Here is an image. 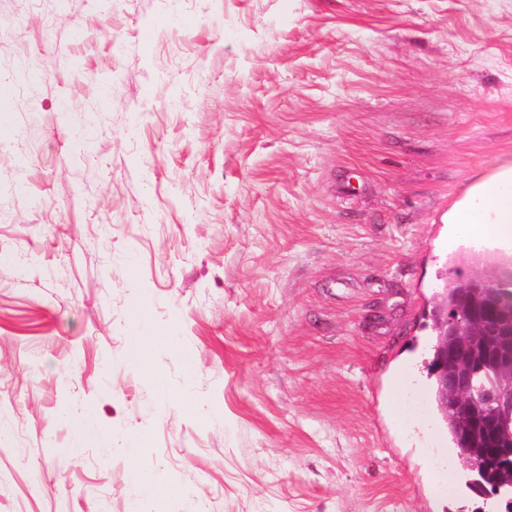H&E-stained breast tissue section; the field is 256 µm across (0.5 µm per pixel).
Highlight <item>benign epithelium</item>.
I'll use <instances>...</instances> for the list:
<instances>
[{
  "label": "benign epithelium",
  "mask_w": 512,
  "mask_h": 512,
  "mask_svg": "<svg viewBox=\"0 0 512 512\" xmlns=\"http://www.w3.org/2000/svg\"><path fill=\"white\" fill-rule=\"evenodd\" d=\"M460 326V318L455 310L445 313L444 326L436 336L439 366L437 373L441 375L443 406L467 404L480 414L481 424L489 433L498 448L495 453L500 456L512 454V447L499 439L501 426L512 423V385L502 386L493 390L475 392L468 368L475 361H488L497 368L512 373V336L502 332L497 321H484L469 336L448 348V328ZM458 359L459 368L452 374L448 373V356Z\"/></svg>",
  "instance_id": "1"
}]
</instances>
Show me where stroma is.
<instances>
[{
  "label": "stroma",
  "mask_w": 512,
  "mask_h": 512,
  "mask_svg": "<svg viewBox=\"0 0 512 512\" xmlns=\"http://www.w3.org/2000/svg\"><path fill=\"white\" fill-rule=\"evenodd\" d=\"M505 166L512 0H0V512H489L425 312ZM136 320L143 332L144 336L141 337V345L144 348L143 356L138 358L137 360L133 361L135 365H130L128 363L124 362L127 365L133 366L137 368L138 371H140L149 382L153 380L154 377V370L151 362V352H152V343L151 339L153 335H157L159 333L158 329L154 326L149 313L147 306L142 303V306L139 308H135L134 310ZM156 333V334H155ZM148 343L150 344L148 348ZM129 478L133 483L140 485L145 490L147 499H158L166 494L187 495L191 492L186 486L168 488L165 479L153 468L146 467L137 456L130 458ZM157 487H162L165 493L157 495L155 493Z\"/></svg>",
  "instance_id": "1"
}]
</instances>
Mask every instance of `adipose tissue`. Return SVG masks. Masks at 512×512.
Instances as JSON below:
<instances>
[{
    "mask_svg": "<svg viewBox=\"0 0 512 512\" xmlns=\"http://www.w3.org/2000/svg\"><path fill=\"white\" fill-rule=\"evenodd\" d=\"M448 222L493 241L512 240V167L471 186L449 209Z\"/></svg>",
    "mask_w": 512,
    "mask_h": 512,
    "instance_id": "ef3b65f1",
    "label": "adipose tissue"
}]
</instances>
